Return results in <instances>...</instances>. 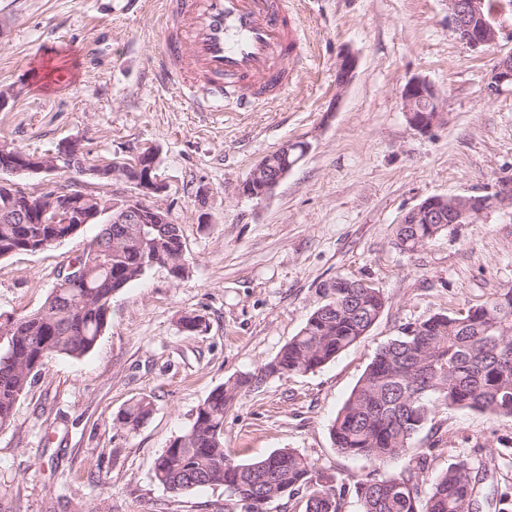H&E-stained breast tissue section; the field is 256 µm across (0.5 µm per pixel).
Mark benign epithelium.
I'll return each instance as SVG.
<instances>
[{
	"instance_id": "benign-epithelium-1",
	"label": "benign epithelium",
	"mask_w": 512,
	"mask_h": 512,
	"mask_svg": "<svg viewBox=\"0 0 512 512\" xmlns=\"http://www.w3.org/2000/svg\"><path fill=\"white\" fill-rule=\"evenodd\" d=\"M448 22L457 40L474 52H485L495 47L501 27L497 25L487 0H445ZM357 56L350 50L342 54L336 66V87L346 88L356 71ZM512 86V56L501 59L490 77L487 93L495 96L502 86ZM440 95L426 80L409 79L401 90L403 108L409 125L427 134L437 124ZM132 163L95 162L88 160L82 140L77 137L60 141L55 150L45 154H18L12 145L0 140V168L13 176L45 173L51 180L41 190V222L44 224H88L94 220H112L119 224H136L140 233L151 224L172 223L171 213L162 202L168 186L156 174L157 156L150 148H140L131 153ZM76 172L84 177L81 185L55 177L62 171ZM290 170L275 171L264 161L260 162L241 183V194L249 198L270 196L288 176ZM122 182L132 185L129 194L105 196L100 189ZM15 202V210L22 214L34 206L33 192L15 180H1ZM492 201L479 196H432L406 213L404 224L455 223L466 218L474 223L491 208ZM52 215L47 219L46 215Z\"/></svg>"
}]
</instances>
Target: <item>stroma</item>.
Wrapping results in <instances>:
<instances>
[{"label":"stroma","instance_id":"obj_1","mask_svg":"<svg viewBox=\"0 0 512 512\" xmlns=\"http://www.w3.org/2000/svg\"><path fill=\"white\" fill-rule=\"evenodd\" d=\"M288 7L311 47L288 94L252 112L229 102L196 112L152 81L162 0H0V85L18 91L0 110V139L44 153L80 136L108 160L155 147L190 267L181 280L148 270L117 292L94 348L55 357L36 377L0 430V512H249L220 485L164 490L155 462L214 389L277 356L339 277L380 290L378 320L315 371L241 390L224 416V446L241 462L294 448L321 471L366 477L371 465L341 454L330 428L378 349L404 324L512 286V203L416 252L394 243L402 215L428 197H492L512 185V88L486 94L512 40L466 49L444 0ZM347 49L358 67L340 93L336 63ZM413 77L440 95L445 119L429 135L404 116L400 89ZM302 140L308 153L271 196L240 195L265 156ZM97 231L88 225L51 249L0 260V315L41 307L60 265ZM190 314L201 328H182ZM144 394L152 416L134 431L120 426L118 412ZM422 454L425 479L467 456L485 466L486 491L512 490V418L437 408L382 471Z\"/></svg>","mask_w":512,"mask_h":512}]
</instances>
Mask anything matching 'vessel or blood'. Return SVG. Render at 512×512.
I'll use <instances>...</instances> for the list:
<instances>
[{"label":"vessel or blood","mask_w":512,"mask_h":512,"mask_svg":"<svg viewBox=\"0 0 512 512\" xmlns=\"http://www.w3.org/2000/svg\"><path fill=\"white\" fill-rule=\"evenodd\" d=\"M155 79L198 111L248 110L294 80L301 27L287 0H168Z\"/></svg>","instance_id":"1"}]
</instances>
